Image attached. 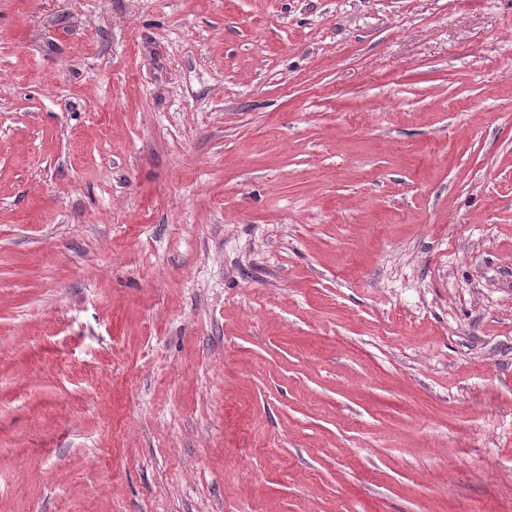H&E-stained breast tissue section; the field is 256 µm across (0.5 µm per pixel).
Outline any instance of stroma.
I'll return each instance as SVG.
<instances>
[{"instance_id": "35a3bbf8", "label": "stroma", "mask_w": 512, "mask_h": 512, "mask_svg": "<svg viewBox=\"0 0 512 512\" xmlns=\"http://www.w3.org/2000/svg\"><path fill=\"white\" fill-rule=\"evenodd\" d=\"M0 512H512V0H0Z\"/></svg>"}]
</instances>
